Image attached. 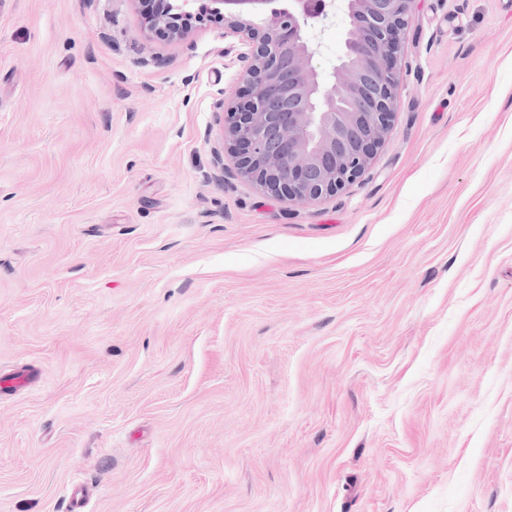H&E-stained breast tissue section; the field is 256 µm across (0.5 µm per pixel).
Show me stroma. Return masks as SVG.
Here are the masks:
<instances>
[{
	"label": "stroma",
	"mask_w": 512,
	"mask_h": 512,
	"mask_svg": "<svg viewBox=\"0 0 512 512\" xmlns=\"http://www.w3.org/2000/svg\"><path fill=\"white\" fill-rule=\"evenodd\" d=\"M227 47L0 0V370H40L0 512H512V0H415L384 143L311 202L237 173Z\"/></svg>",
	"instance_id": "obj_1"
}]
</instances>
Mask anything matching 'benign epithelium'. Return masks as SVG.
I'll return each instance as SVG.
<instances>
[{"label": "benign epithelium", "instance_id": "7a95c632", "mask_svg": "<svg viewBox=\"0 0 512 512\" xmlns=\"http://www.w3.org/2000/svg\"><path fill=\"white\" fill-rule=\"evenodd\" d=\"M149 28L184 39L187 22L225 20L224 37L236 41L241 102L224 113V136L234 146L238 172L274 197L311 201L362 176L385 140L394 115L403 39L415 0H344L351 29L328 81L313 59L309 20L325 17V0H290L254 23L243 17L269 0H210L192 13L193 0H136Z\"/></svg>", "mask_w": 512, "mask_h": 512}]
</instances>
